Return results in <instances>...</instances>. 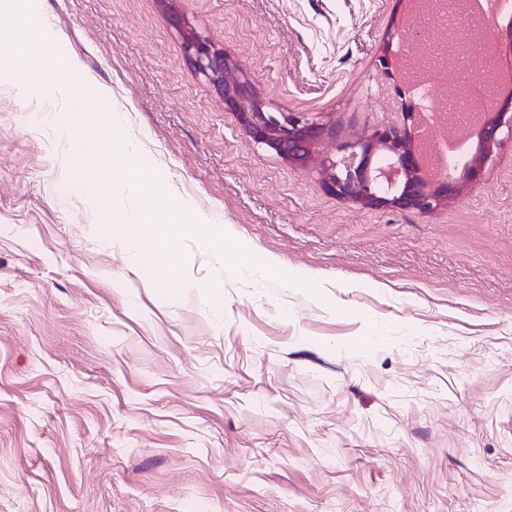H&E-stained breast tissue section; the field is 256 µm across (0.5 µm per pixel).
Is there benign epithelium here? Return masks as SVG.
Instances as JSON below:
<instances>
[{
	"label": "benign epithelium",
	"mask_w": 512,
	"mask_h": 512,
	"mask_svg": "<svg viewBox=\"0 0 512 512\" xmlns=\"http://www.w3.org/2000/svg\"><path fill=\"white\" fill-rule=\"evenodd\" d=\"M182 36L187 62L233 113L240 129L256 144L289 166L317 165L325 189L364 209L392 208L422 213L447 205L481 169L509 143L512 145V98H492L475 125V152L464 175L449 168L438 179L424 176L413 135V107H402L403 121L388 123L352 144L341 155H321L317 147L334 128L304 113L274 112L258 94L250 72L223 48L202 36L177 9L178 0H160Z\"/></svg>",
	"instance_id": "7a95c632"
}]
</instances>
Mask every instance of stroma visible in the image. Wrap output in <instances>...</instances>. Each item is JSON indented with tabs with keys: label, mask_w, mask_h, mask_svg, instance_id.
Here are the masks:
<instances>
[{
	"label": "stroma",
	"mask_w": 512,
	"mask_h": 512,
	"mask_svg": "<svg viewBox=\"0 0 512 512\" xmlns=\"http://www.w3.org/2000/svg\"><path fill=\"white\" fill-rule=\"evenodd\" d=\"M34 5L169 196L320 292L188 237L166 296L74 187L99 141L0 75V512H512V147L440 209H362L242 132L160 0ZM408 7L179 4L273 109L331 121L328 151L395 121ZM482 39L512 88V17Z\"/></svg>",
	"instance_id": "1"
}]
</instances>
